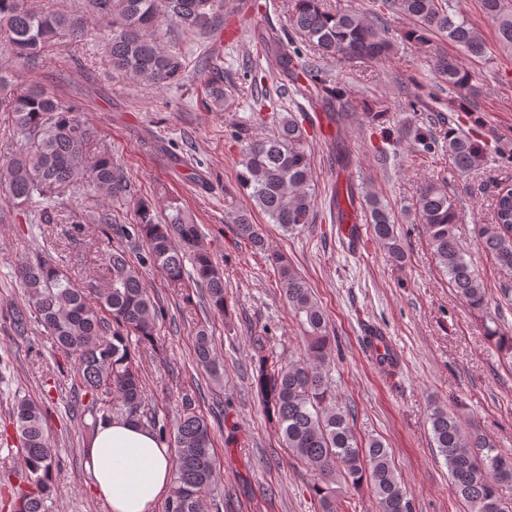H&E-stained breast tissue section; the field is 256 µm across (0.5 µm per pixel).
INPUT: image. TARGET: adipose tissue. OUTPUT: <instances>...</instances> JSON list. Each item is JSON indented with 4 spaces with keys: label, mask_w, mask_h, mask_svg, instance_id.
<instances>
[{
    "label": "adipose tissue",
    "mask_w": 512,
    "mask_h": 512,
    "mask_svg": "<svg viewBox=\"0 0 512 512\" xmlns=\"http://www.w3.org/2000/svg\"><path fill=\"white\" fill-rule=\"evenodd\" d=\"M85 466L110 512H155L174 478L169 448L149 427L125 419L98 425Z\"/></svg>",
    "instance_id": "1"
}]
</instances>
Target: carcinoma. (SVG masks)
Returning <instances> with one entry per match:
<instances>
[{
    "label": "carcinoma",
    "instance_id": "1",
    "mask_svg": "<svg viewBox=\"0 0 512 512\" xmlns=\"http://www.w3.org/2000/svg\"><path fill=\"white\" fill-rule=\"evenodd\" d=\"M89 12L104 23L105 52L115 73H123L157 87L179 80L182 55L164 51L152 38L166 18L184 29L218 26L216 0H86ZM382 10L368 17L356 9L337 10L326 0H291L290 24L295 36H263L260 49L277 56L282 75L302 95L320 102L329 119L342 112L360 115L373 125L387 109L378 102L344 99L341 89L319 86L312 62L303 58L296 40L310 44L324 59L336 61L383 60L394 49V38L384 10L409 17L412 26L399 34L405 41L429 50L435 72L428 99L408 102L410 109L427 108L448 91V111L464 112L477 94L473 74L457 59L432 46L449 40L471 54L482 41L470 21L456 11L453 0H381ZM493 21L500 44L512 48V10L504 0H482ZM67 36H88L83 18L38 12L29 0H0V50L10 68L0 67V112H7L22 142L12 157L0 162V186L19 205L37 208L49 224L61 196L69 191L95 197L129 196L130 185L114 165L112 149L98 131L81 118L79 108L62 102L43 87L18 81L17 71L36 62L48 46ZM242 142L240 186L255 207L292 233L313 222L310 186L312 167L306 131L291 112L281 116L274 134ZM442 149L461 173L479 167L484 159L479 144L450 127ZM494 204V221L478 230L477 245L502 268L512 270V220L505 218L512 205V189L503 188ZM416 205L439 270L448 277L456 295L471 308L486 307V288L457 235L459 215L448 186L429 181L419 188ZM372 232L394 262L404 259V248L389 210L369 201ZM165 222L155 220L152 207L136 202L134 237L145 243V254L135 262L128 253L111 247L99 254L105 284L92 288L74 283L49 253H38L17 268L25 303L11 312L14 332L24 336L35 324L52 337L56 348L74 360L72 387L89 397L92 424L114 418L148 423L161 440H173L174 481L164 512H201L209 496L215 512H222L224 491L218 486L217 462L211 428L199 410L198 395L179 394V418L159 421L148 407L145 383L131 337L139 348L156 349L163 309L144 286L141 268L163 270L170 286L181 290L202 287L215 312L224 313V273L212 256L198 246L199 229L176 205L169 206ZM236 234L256 248L264 247L261 225L251 212L231 211ZM193 271L187 272L185 260ZM281 296L303 328L305 354L298 360H276L258 348L252 368L251 391L268 423L274 425L284 446L313 474L312 490L322 512H337L336 472L353 486L368 483L376 497L377 512H413L412 499L401 486L389 453L379 439L361 445L350 427L354 410L336 398L329 375L331 338L328 323L305 278L288 259L273 253ZM496 352L512 365V332L495 319L485 325ZM195 362L206 379L221 385L224 372L213 353V337L196 332ZM15 435L0 432V445L20 442L27 489L15 498L13 512H48L54 472L59 462L47 428L44 404L19 400L13 408ZM428 423L435 447L445 460L454 494L468 512H512V499L503 489L512 486V457L501 455L479 429H463L447 409L434 406Z\"/></svg>",
    "mask_w": 512,
    "mask_h": 512
}]
</instances>
